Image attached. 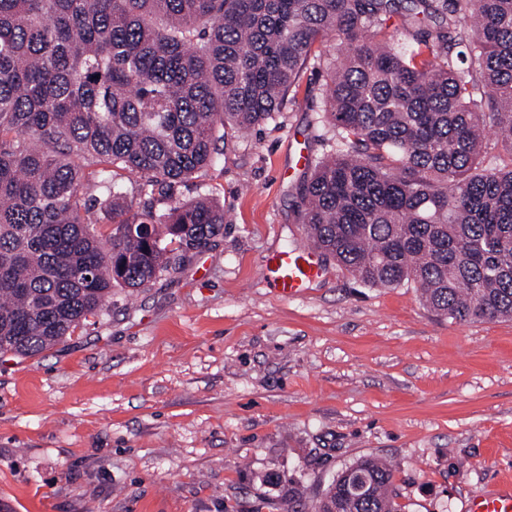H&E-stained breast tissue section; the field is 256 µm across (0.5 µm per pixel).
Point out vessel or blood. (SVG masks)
<instances>
[{
    "mask_svg": "<svg viewBox=\"0 0 512 512\" xmlns=\"http://www.w3.org/2000/svg\"><path fill=\"white\" fill-rule=\"evenodd\" d=\"M263 274L281 297L294 298L322 276L320 252L307 245L273 253L266 261ZM468 512H512V489L496 490L473 499Z\"/></svg>",
    "mask_w": 512,
    "mask_h": 512,
    "instance_id": "b4317fda",
    "label": "vessel or blood"
}]
</instances>
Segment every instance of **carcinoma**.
Here are the masks:
<instances>
[{
    "label": "carcinoma",
    "instance_id": "cac0c4a2",
    "mask_svg": "<svg viewBox=\"0 0 512 512\" xmlns=\"http://www.w3.org/2000/svg\"><path fill=\"white\" fill-rule=\"evenodd\" d=\"M399 13L405 39L384 27ZM311 61L336 149L299 186L310 243L440 317L512 319V0H0V353L54 347L222 234L224 208L177 186ZM118 170L164 207L134 209ZM393 478L360 458L316 512H400Z\"/></svg>",
    "mask_w": 512,
    "mask_h": 512
}]
</instances>
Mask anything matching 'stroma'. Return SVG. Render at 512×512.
<instances>
[{
  "instance_id": "1",
  "label": "stroma",
  "mask_w": 512,
  "mask_h": 512,
  "mask_svg": "<svg viewBox=\"0 0 512 512\" xmlns=\"http://www.w3.org/2000/svg\"><path fill=\"white\" fill-rule=\"evenodd\" d=\"M324 70L283 112L226 130L179 186L224 232L42 354H0V512H306L362 457L395 467L402 512H466L512 478V320L437 317L417 288L325 258L298 297L267 257L307 238L305 162L332 150Z\"/></svg>"
}]
</instances>
